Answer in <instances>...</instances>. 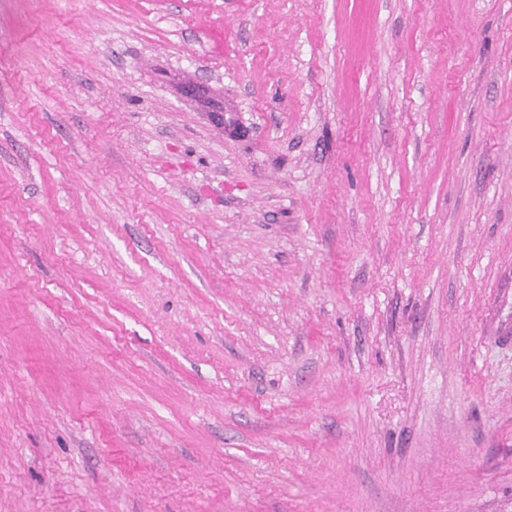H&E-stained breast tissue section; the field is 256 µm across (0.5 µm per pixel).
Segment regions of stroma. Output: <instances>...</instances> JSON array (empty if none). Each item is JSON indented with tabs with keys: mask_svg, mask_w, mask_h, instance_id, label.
<instances>
[{
	"mask_svg": "<svg viewBox=\"0 0 512 512\" xmlns=\"http://www.w3.org/2000/svg\"><path fill=\"white\" fill-rule=\"evenodd\" d=\"M512 0H0V512H512Z\"/></svg>",
	"mask_w": 512,
	"mask_h": 512,
	"instance_id": "stroma-1",
	"label": "stroma"
}]
</instances>
